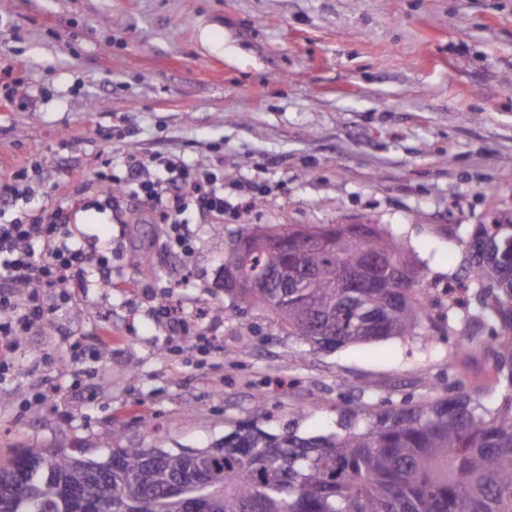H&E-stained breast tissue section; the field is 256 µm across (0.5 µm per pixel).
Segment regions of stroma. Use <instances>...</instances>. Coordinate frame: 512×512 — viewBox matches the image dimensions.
I'll return each mask as SVG.
<instances>
[{"label": "stroma", "instance_id": "35a3bbf8", "mask_svg": "<svg viewBox=\"0 0 512 512\" xmlns=\"http://www.w3.org/2000/svg\"><path fill=\"white\" fill-rule=\"evenodd\" d=\"M1 86L14 94L0 165L38 166L16 210L83 200L75 220L112 285L90 282L8 355L0 463L30 448H210L253 422L325 435L349 408L461 391L500 402L498 327L474 288L479 322L448 317L447 288L475 226L512 213V0H0ZM152 154L224 175L223 223L184 214L186 262L150 204L92 206L104 160L118 178ZM244 224L396 235L425 271L423 337L287 336L224 290ZM164 300L197 317L191 345L155 320Z\"/></svg>", "mask_w": 512, "mask_h": 512}]
</instances>
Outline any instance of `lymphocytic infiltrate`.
<instances>
[{
    "label": "lymphocytic infiltrate",
    "mask_w": 512,
    "mask_h": 512,
    "mask_svg": "<svg viewBox=\"0 0 512 512\" xmlns=\"http://www.w3.org/2000/svg\"><path fill=\"white\" fill-rule=\"evenodd\" d=\"M122 196L113 198L112 177L95 175L100 185L96 205L119 209L121 200L149 201L162 223H182L188 208L211 218L224 216V181L215 173L183 162L175 155L131 156L124 163ZM112 280L108 260L89 248L77 223L62 210L44 211L31 221L15 218L0 224V308L10 321L0 323V338L19 337L42 328L54 312L47 298L59 287L80 291L89 276Z\"/></svg>",
    "instance_id": "f902f5d3"
}]
</instances>
